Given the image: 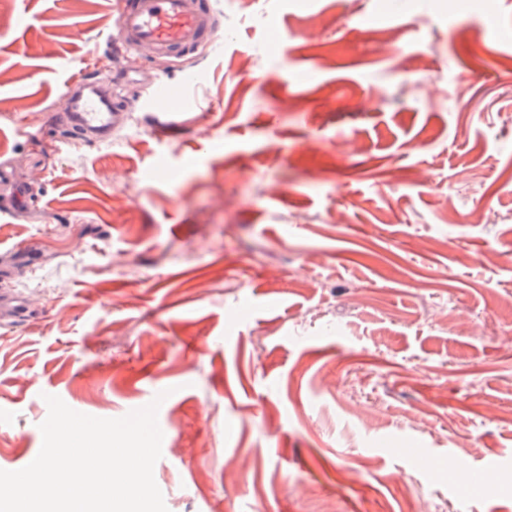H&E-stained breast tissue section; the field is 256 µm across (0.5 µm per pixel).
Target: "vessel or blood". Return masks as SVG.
Masks as SVG:
<instances>
[{
    "instance_id": "1",
    "label": "vessel or blood",
    "mask_w": 512,
    "mask_h": 512,
    "mask_svg": "<svg viewBox=\"0 0 512 512\" xmlns=\"http://www.w3.org/2000/svg\"><path fill=\"white\" fill-rule=\"evenodd\" d=\"M223 17L214 0H124L112 27V41L127 53L144 50L152 55L176 57L221 41ZM110 80L102 73H79L72 83L75 106L55 114V122L74 128L78 142L103 141L125 122L117 98L111 97ZM190 81L154 83L150 109L161 111L163 127L177 124L182 109L195 105Z\"/></svg>"
}]
</instances>
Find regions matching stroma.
Wrapping results in <instances>:
<instances>
[{
	"mask_svg": "<svg viewBox=\"0 0 512 512\" xmlns=\"http://www.w3.org/2000/svg\"><path fill=\"white\" fill-rule=\"evenodd\" d=\"M503 2L217 0L221 48L134 59L120 0H0V470L46 396L119 418L174 385L168 512H512ZM92 63L127 119L69 148ZM189 72L199 111L158 133L142 78ZM405 446L497 470L463 491Z\"/></svg>",
	"mask_w": 512,
	"mask_h": 512,
	"instance_id": "stroma-1",
	"label": "stroma"
}]
</instances>
